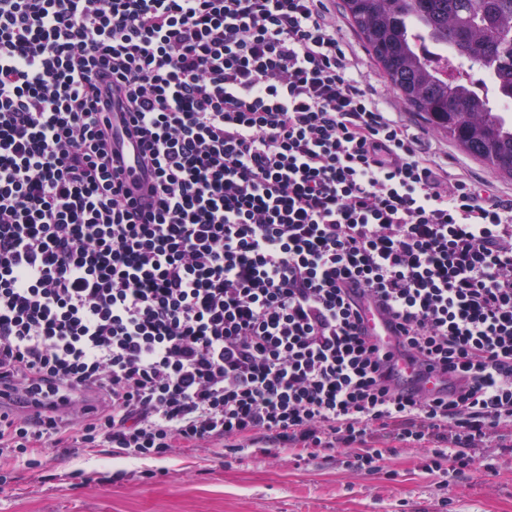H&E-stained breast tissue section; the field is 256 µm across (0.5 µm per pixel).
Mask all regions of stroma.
I'll return each mask as SVG.
<instances>
[{
  "instance_id": "35a3bbf8",
  "label": "stroma",
  "mask_w": 512,
  "mask_h": 512,
  "mask_svg": "<svg viewBox=\"0 0 512 512\" xmlns=\"http://www.w3.org/2000/svg\"><path fill=\"white\" fill-rule=\"evenodd\" d=\"M339 40L355 56L380 103L397 113L428 153L451 175L512 197V178L473 158L432 131L380 76L367 48L346 19L342 0H329ZM496 442L495 471L475 465L440 489L439 476L422 467L424 451L391 439L381 471L346 470L336 451L296 458L292 452L255 451L241 457L207 445L178 449L162 461L124 460L111 449L49 448L40 464L6 469L0 512H512V430Z\"/></svg>"
}]
</instances>
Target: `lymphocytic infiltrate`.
Returning a JSON list of instances; mask_svg holds the SVG:
<instances>
[{"mask_svg":"<svg viewBox=\"0 0 512 512\" xmlns=\"http://www.w3.org/2000/svg\"><path fill=\"white\" fill-rule=\"evenodd\" d=\"M349 279L448 393L392 387ZM0 395V453L262 442L373 472L386 431L444 478L494 471L512 199L419 148L326 0H0ZM128 120V115L123 116L117 112L112 114V126H113V134L116 135L114 137V143L116 147L121 151V155L124 159L125 165L129 170V181L133 179L138 180L140 183H144L145 176L143 175L141 169L138 166V160L140 155V149L137 142L122 134V130L125 127V121Z\"/></svg>","mask_w":512,"mask_h":512,"instance_id":"lymphocytic-infiltrate-1","label":"lymphocytic infiltrate"}]
</instances>
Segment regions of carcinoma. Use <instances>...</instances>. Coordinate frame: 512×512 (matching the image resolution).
<instances>
[{
	"mask_svg": "<svg viewBox=\"0 0 512 512\" xmlns=\"http://www.w3.org/2000/svg\"><path fill=\"white\" fill-rule=\"evenodd\" d=\"M380 75L430 129L512 178V122L470 78L445 74L428 42L478 65L512 101V0H344Z\"/></svg>",
	"mask_w": 512,
	"mask_h": 512,
	"instance_id": "cac0c4a2",
	"label": "carcinoma"
}]
</instances>
